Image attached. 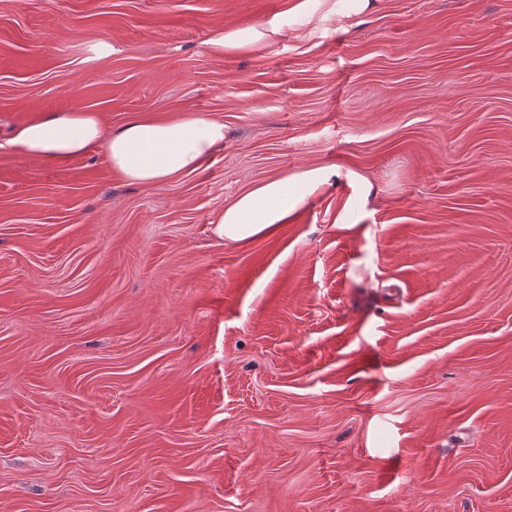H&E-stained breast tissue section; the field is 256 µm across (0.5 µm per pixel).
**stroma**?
I'll use <instances>...</instances> for the list:
<instances>
[{
    "label": "stroma",
    "mask_w": 512,
    "mask_h": 512,
    "mask_svg": "<svg viewBox=\"0 0 512 512\" xmlns=\"http://www.w3.org/2000/svg\"><path fill=\"white\" fill-rule=\"evenodd\" d=\"M288 3L0 0V512H512V0L207 52ZM73 108L224 147L155 188L9 145ZM317 167L288 223L218 236ZM117 48L108 40H98L84 48L80 62L87 67H97L105 63L117 52ZM333 175L326 168H315L264 182L224 208L214 223L218 234L239 243L270 233L306 205Z\"/></svg>",
    "instance_id": "1"
}]
</instances>
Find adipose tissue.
Here are the masks:
<instances>
[{
    "instance_id": "obj_1",
    "label": "adipose tissue",
    "mask_w": 512,
    "mask_h": 512,
    "mask_svg": "<svg viewBox=\"0 0 512 512\" xmlns=\"http://www.w3.org/2000/svg\"><path fill=\"white\" fill-rule=\"evenodd\" d=\"M376 0H293L288 10L250 27H231L207 42L210 54L221 56L269 50L285 26L314 28L330 16L361 17ZM100 113L85 110L52 112L16 128L11 146L28 155L64 163L104 145L111 173L148 186H161L199 169L224 145L223 122L181 114L166 119L138 116L104 135ZM331 170L315 168L272 179L238 196L216 219L225 241L239 243L273 231L316 195L331 179Z\"/></svg>"
}]
</instances>
